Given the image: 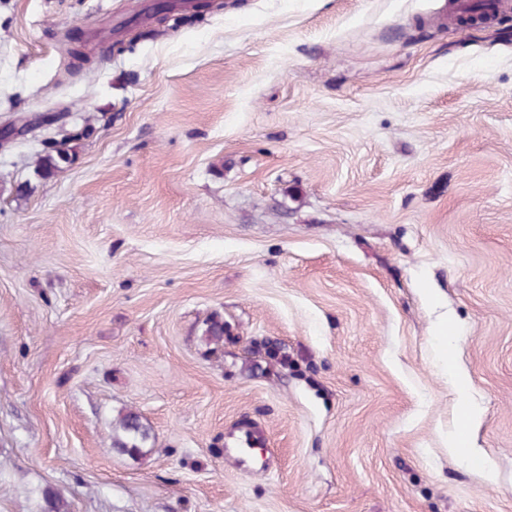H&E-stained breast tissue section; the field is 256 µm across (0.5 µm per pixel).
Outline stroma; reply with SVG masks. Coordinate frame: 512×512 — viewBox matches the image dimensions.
I'll use <instances>...</instances> for the list:
<instances>
[{
    "label": "stroma",
    "instance_id": "obj_1",
    "mask_svg": "<svg viewBox=\"0 0 512 512\" xmlns=\"http://www.w3.org/2000/svg\"><path fill=\"white\" fill-rule=\"evenodd\" d=\"M139 2L0 0V512H512V0H226L72 74ZM59 135L60 139L52 142L50 150L38 156L36 160V172L43 176L53 175L62 165L70 163L76 155L81 135L71 133ZM454 389L461 404L463 425L455 431L448 434V450L455 455H464L471 459L479 460L489 480H494L495 471L492 461L488 459L480 448H471L467 427L469 424L479 419L477 409L468 401L469 379L462 373L453 372ZM112 447L132 456L154 448L150 428L142 423L138 413L128 410L113 422ZM255 434V428L252 430V435L249 430H241L236 434H230L225 440V454L234 458L237 463L243 462L246 460L245 452L248 450V448H253L251 438L254 437Z\"/></svg>",
    "mask_w": 512,
    "mask_h": 512
}]
</instances>
